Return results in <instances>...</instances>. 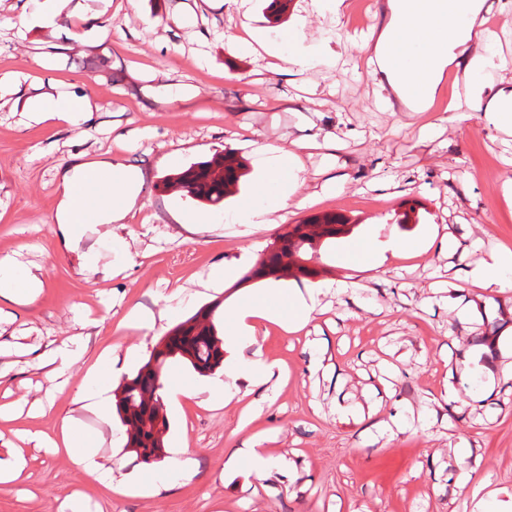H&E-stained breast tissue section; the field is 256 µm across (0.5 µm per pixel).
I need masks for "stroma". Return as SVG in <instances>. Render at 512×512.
Returning a JSON list of instances; mask_svg holds the SVG:
<instances>
[{
	"instance_id": "1",
	"label": "stroma",
	"mask_w": 512,
	"mask_h": 512,
	"mask_svg": "<svg viewBox=\"0 0 512 512\" xmlns=\"http://www.w3.org/2000/svg\"><path fill=\"white\" fill-rule=\"evenodd\" d=\"M44 24L35 0H0V78L21 77L41 91L92 97L87 129L27 122L0 104V255L17 253L39 267L45 287L31 304L0 299V405L22 415L0 421V448L23 447L28 467L18 483L0 484V512H56L81 498L86 512H476L479 499L512 496V362L507 321L460 308L512 307V288L474 285L471 271L496 250L512 251V207L502 184L512 178V136L492 115L454 112L434 142L420 140L433 112H384L357 46L382 20L379 0L345 13L341 26L294 0L274 21L267 0L227 9L224 0H97ZM486 0L497 58L512 84V10ZM259 28L274 40L297 31L305 42L340 36L336 67L298 72L283 58L244 49L240 37ZM101 56L109 70L89 73L77 60ZM332 150L311 149L325 135ZM300 146L304 166L288 201L287 221L334 211L358 229L404 240L446 227L452 250L389 259L378 268L325 250L329 291L310 322L291 331L266 322L246 347L225 359L272 364L261 385L226 381L232 400L194 397L204 377L174 366L168 378L167 447L182 446L199 463L185 479L171 458L145 464L125 447L117 417L101 419L76 395L87 366L105 349L134 374L161 336L202 306L219 303L222 328L238 304L268 294L280 310L305 290L293 280L198 282L224 263L246 272L280 225L231 221L252 202L258 148ZM232 148L247 175L239 192L207 205L164 188L168 174ZM104 160L143 177L142 209L105 237L81 227L69 246L54 215L65 174L77 163ZM339 179L336 193L322 185ZM408 221L396 223L398 214ZM208 216L205 225L186 216ZM95 251L111 276L87 274L82 254ZM269 295V294H268ZM154 314L147 329L132 309ZM80 337L86 353L62 378L36 365L37 352ZM492 337L490 388L462 374L473 337ZM80 420L89 449L112 471L111 484L86 477L65 454L21 443L20 431L54 433L64 418ZM267 449L291 462L258 477L240 448ZM468 494H460L459 484Z\"/></svg>"
}]
</instances>
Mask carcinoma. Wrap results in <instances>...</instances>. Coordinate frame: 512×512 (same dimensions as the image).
<instances>
[{
  "mask_svg": "<svg viewBox=\"0 0 512 512\" xmlns=\"http://www.w3.org/2000/svg\"><path fill=\"white\" fill-rule=\"evenodd\" d=\"M245 166L231 148L211 159L196 163L165 180L198 201L219 204L239 185ZM354 225L341 214L327 211L294 224L280 249L263 257L242 278L244 282L285 279L288 256L308 258L313 253L352 233ZM221 302L200 308L157 343L136 375L126 379L115 394V412L125 427V447L147 463L164 458V436L169 429L165 401V378L171 365L183 363L201 376H211L224 367L223 339L217 328Z\"/></svg>",
  "mask_w": 512,
  "mask_h": 512,
  "instance_id": "carcinoma-1",
  "label": "carcinoma"
}]
</instances>
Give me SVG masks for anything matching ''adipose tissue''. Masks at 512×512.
Listing matches in <instances>:
<instances>
[{
	"mask_svg": "<svg viewBox=\"0 0 512 512\" xmlns=\"http://www.w3.org/2000/svg\"><path fill=\"white\" fill-rule=\"evenodd\" d=\"M483 0H389L388 19L373 31L359 46L367 58L368 76L377 88L378 99L385 111H393L395 101L409 103L416 97L432 101L446 70H453L465 87V103L470 111L493 114L500 129L512 131V86L504 85L495 76L499 66L491 54L492 33L482 14ZM422 41L430 46L429 53L412 60L397 70L388 69L386 61L397 45ZM20 110L30 121L41 123L56 120L71 127L88 123L95 106L89 98L69 100L37 92L21 97ZM94 174L110 185L100 207L97 225L122 221L128 213L139 208L136 185L138 174L121 172L118 165L88 162L75 165L62 181V197L56 219L66 235H73L77 222V187L87 174ZM43 281L25 266L17 255L0 257V297L7 300L33 301L40 294ZM320 287H312L306 298L300 299L292 315H283L264 300L237 307L233 314L232 333L236 336L254 335L261 321L288 322L290 327L303 328L318 304ZM119 357L105 352L91 364L82 382V397L101 416L112 410L108 376L120 373ZM80 428L71 419L61 423L59 435L31 433L27 439L39 448H64L85 474L99 482L112 480L94 455L82 448Z\"/></svg>",
	"mask_w": 512,
	"mask_h": 512,
	"instance_id": "obj_1",
	"label": "adipose tissue"
}]
</instances>
